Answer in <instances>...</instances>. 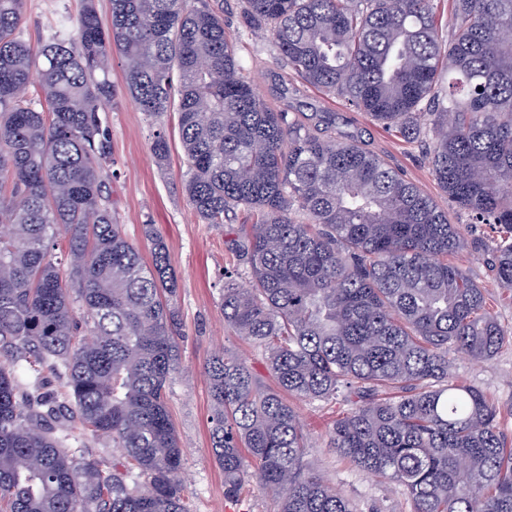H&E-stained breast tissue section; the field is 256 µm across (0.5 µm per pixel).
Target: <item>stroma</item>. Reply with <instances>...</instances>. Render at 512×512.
I'll list each match as a JSON object with an SVG mask.
<instances>
[{
  "instance_id": "35a3bbf8",
  "label": "stroma",
  "mask_w": 512,
  "mask_h": 512,
  "mask_svg": "<svg viewBox=\"0 0 512 512\" xmlns=\"http://www.w3.org/2000/svg\"><path fill=\"white\" fill-rule=\"evenodd\" d=\"M212 2L224 10V27L241 60L243 77L270 107L287 106L289 112L302 115L312 125L317 124L319 112L332 111L337 135L355 137L440 208H447L448 198L438 187L420 144L403 141L366 114L296 78L290 81L293 94L280 99L279 78L285 68L276 47L251 34L242 17L241 0ZM81 9L82 0H25L22 35L28 42L38 43L57 23L75 26ZM111 80L115 95L101 118L111 134L109 185L117 220L146 255L151 243L141 227L154 225L166 243L177 276L174 306L179 315V371L168 390V405L184 452L179 474L184 495L193 512H278L276 502L253 482L240 501L225 500L224 474L214 460L210 438L211 397L205 365L213 350H231L253 367L262 385L275 384L261 352L225 325L220 307L225 271H247L232 244L242 227L252 224L253 217L241 210L223 224L202 223L183 190L185 166L176 112L152 120L140 112L125 91L120 61L112 63ZM157 130L165 134L170 146L169 158L162 165L151 150ZM451 260L484 287L491 311L503 326L511 328L512 291L497 287L483 254L469 248L452 255ZM450 359L454 379L481 390L498 407L499 427L512 442V342L504 344L489 361L458 353ZM341 409V404L332 401L298 403L308 437L306 463L343 496L361 504L364 512H411V502L397 486L351 466L330 448L326 429Z\"/></svg>"
}]
</instances>
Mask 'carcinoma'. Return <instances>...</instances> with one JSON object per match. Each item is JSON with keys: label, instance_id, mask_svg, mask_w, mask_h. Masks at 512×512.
<instances>
[{"label": "carcinoma", "instance_id": "cac0c4a2", "mask_svg": "<svg viewBox=\"0 0 512 512\" xmlns=\"http://www.w3.org/2000/svg\"><path fill=\"white\" fill-rule=\"evenodd\" d=\"M24 4L0 0V512H191L167 402L176 281L154 225L148 261L112 209L99 112L115 51L140 111L177 106L202 223L256 215L234 246L248 281L224 272L221 308L276 387L224 348L208 359L224 498L241 497L249 458L278 512H359L304 462L290 403L339 398L330 447L413 512H512L499 409L451 380L448 357L512 339L448 262L478 247L512 291V0H449L446 36L440 0H242L291 74L426 146L455 217L494 229L471 242L379 155L270 108L207 0H111L107 25L84 0L76 30L36 47L19 36ZM77 430L124 462L71 447ZM79 439L85 443L89 453L97 457L106 466L112 467L113 463H119L124 460L121 448H116L110 440H99L90 434L78 435Z\"/></svg>", "mask_w": 512, "mask_h": 512}]
</instances>
